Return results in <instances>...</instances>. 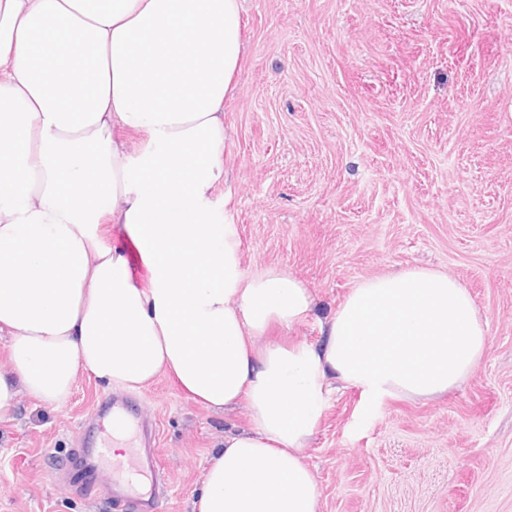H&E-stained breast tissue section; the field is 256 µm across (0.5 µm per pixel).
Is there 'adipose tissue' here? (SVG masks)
Here are the masks:
<instances>
[{
    "mask_svg": "<svg viewBox=\"0 0 512 512\" xmlns=\"http://www.w3.org/2000/svg\"><path fill=\"white\" fill-rule=\"evenodd\" d=\"M244 51L240 0H0V422L23 392L59 406L83 374L135 391L163 373L206 408L249 409L199 512H316L302 450L336 385L370 406L446 393L488 330L456 280L412 268L353 288L321 343L257 347L314 299L284 269L244 274L211 209Z\"/></svg>",
    "mask_w": 512,
    "mask_h": 512,
    "instance_id": "obj_1",
    "label": "adipose tissue"
}]
</instances>
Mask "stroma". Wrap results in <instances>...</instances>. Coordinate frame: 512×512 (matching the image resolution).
I'll list each match as a JSON object with an SVG mask.
<instances>
[{
    "label": "stroma",
    "mask_w": 512,
    "mask_h": 512,
    "mask_svg": "<svg viewBox=\"0 0 512 512\" xmlns=\"http://www.w3.org/2000/svg\"><path fill=\"white\" fill-rule=\"evenodd\" d=\"M242 21L214 209L245 273L286 269L317 305L257 347L319 341L352 288L414 267L459 282L488 328L441 396L369 408L332 392L303 450L316 512H512V0H243ZM109 393L83 375L63 405L21 396L0 423V512H109L77 490L74 456ZM130 398L159 451L161 512H195L246 406L207 409L165 374Z\"/></svg>",
    "instance_id": "35a3bbf8"
}]
</instances>
